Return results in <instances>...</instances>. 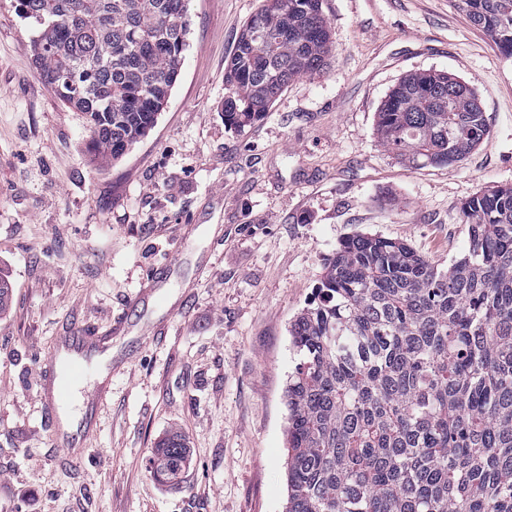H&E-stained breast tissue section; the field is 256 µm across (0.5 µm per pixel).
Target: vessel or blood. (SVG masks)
<instances>
[{
	"label": "vessel or blood",
	"mask_w": 512,
	"mask_h": 512,
	"mask_svg": "<svg viewBox=\"0 0 512 512\" xmlns=\"http://www.w3.org/2000/svg\"><path fill=\"white\" fill-rule=\"evenodd\" d=\"M100 339L85 329H73L55 346L45 374L42 377V393L46 400V417L56 423L66 408L75 387L82 384L89 373V359L100 352Z\"/></svg>",
	"instance_id": "b4317fda"
}]
</instances>
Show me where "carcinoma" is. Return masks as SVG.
Listing matches in <instances>:
<instances>
[{
  "instance_id": "carcinoma-1",
  "label": "carcinoma",
  "mask_w": 512,
  "mask_h": 512,
  "mask_svg": "<svg viewBox=\"0 0 512 512\" xmlns=\"http://www.w3.org/2000/svg\"><path fill=\"white\" fill-rule=\"evenodd\" d=\"M189 0H18L32 64L85 115L91 163L122 158L154 127L182 67ZM512 55V0H462ZM322 0H262L224 67V124L262 121L288 85L326 70ZM488 134L472 89L405 75L376 121L415 167L462 160ZM467 255L441 269L372 234L346 240L291 324L286 512H512V186L460 208ZM152 472L186 463L177 433Z\"/></svg>"
}]
</instances>
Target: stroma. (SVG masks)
Returning a JSON list of instances; mask_svg holds the SVG:
<instances>
[{
	"label": "stroma",
	"instance_id": "35a3bbf8",
	"mask_svg": "<svg viewBox=\"0 0 512 512\" xmlns=\"http://www.w3.org/2000/svg\"><path fill=\"white\" fill-rule=\"evenodd\" d=\"M260 5L190 0L156 125L96 165L84 115L45 85L16 0H0V512H285L289 327L324 266L369 233L448 267L469 246L461 204L512 186V57L457 0H323L325 73L228 130L224 66ZM428 69L474 90L488 135L459 162L416 168L375 128L389 91ZM151 270L158 296L139 298ZM120 316L111 391L82 461L62 465L45 360L67 327L105 333ZM167 432L187 447L171 482L149 465Z\"/></svg>",
	"mask_w": 512,
	"mask_h": 512
}]
</instances>
